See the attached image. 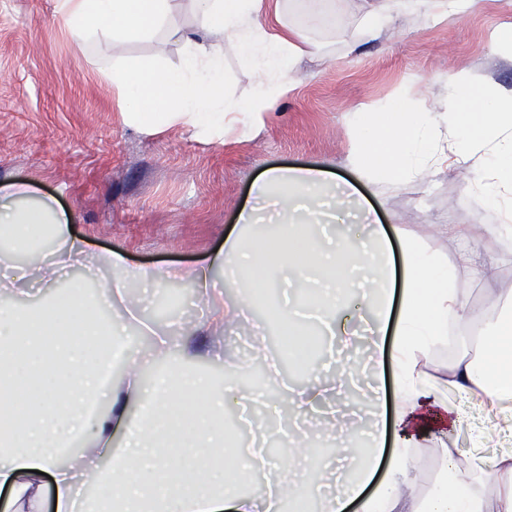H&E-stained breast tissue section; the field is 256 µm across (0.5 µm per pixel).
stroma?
I'll return each mask as SVG.
<instances>
[{
    "instance_id": "1",
    "label": "stroma",
    "mask_w": 512,
    "mask_h": 512,
    "mask_svg": "<svg viewBox=\"0 0 512 512\" xmlns=\"http://www.w3.org/2000/svg\"><path fill=\"white\" fill-rule=\"evenodd\" d=\"M364 10V0H299L292 19L322 53L303 59L302 80L257 136L202 142L181 129L148 133L125 122L102 75L119 57L151 59L153 41L82 42L57 15L55 0H0V180L36 183L70 212L96 256L84 282L98 292L113 251L133 267L195 266L223 244L252 180L269 167L332 171L357 184L382 224L420 235L433 224L505 222L506 213L482 207L480 174L451 164L392 189L359 180L349 156L361 105L403 88L433 101L463 70L512 86V63L491 40L494 30L512 25V0H481L447 24L405 18L406 35L388 41L360 35ZM220 342L258 371L273 356L287 382L305 381L296 356L283 355L273 322L264 336L239 328ZM285 406L271 387L253 408L268 447L283 446ZM479 429L491 434L481 449L473 442ZM453 438L465 453L490 458L512 448V424L471 404Z\"/></svg>"
}]
</instances>
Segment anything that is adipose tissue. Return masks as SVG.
<instances>
[{"label": "adipose tissue", "mask_w": 512, "mask_h": 512, "mask_svg": "<svg viewBox=\"0 0 512 512\" xmlns=\"http://www.w3.org/2000/svg\"><path fill=\"white\" fill-rule=\"evenodd\" d=\"M435 25L459 19L480 0H405ZM190 13L204 39L175 27L173 9ZM288 0H56V12L75 34L115 45L156 38L152 61L116 60L112 84L127 121L152 132L181 128L200 137L241 136L261 131L274 106L295 86L299 62L313 44L289 21ZM178 38V63L165 61L164 36ZM233 53L254 77L247 97L224 80V55ZM450 132L432 120L431 110L412 94L399 95L396 119L375 126L376 107L363 106L352 141L350 163L370 182L399 185L404 177H425L448 159L458 165L488 158L493 177L512 184V89L483 93L478 78L459 74L450 85ZM254 206L242 210L238 227L223 248L191 269H133L121 253L109 254L111 286L124 296L129 282L162 288L174 279L192 280L208 318L190 325L172 320L159 329L137 306L113 319L109 305L89 294L69 270L89 259V243L77 235L56 201L30 182L0 180V414L22 400L36 399L23 422L0 425V512H280L313 495L299 483L298 466L312 446L288 438V450L266 476L274 489L258 501L240 488L257 472L243 448L224 438V407L252 402L237 386L243 366L216 349L215 339L244 319L256 298L224 301V283L250 267L257 286L269 268L264 247L247 237L253 224L277 225L279 264L289 284L304 288L303 301H286L275 322L298 349L311 333L296 316L317 317L325 335L337 331L336 313L354 296L373 317L367 338L372 352L388 362L396 393L393 420L375 412L372 452L337 445L324 468L336 488L321 512H512V449L493 458L464 453L448 434L463 420L460 406L444 396L481 399L512 422V288H495L489 309L461 300L460 270L485 273L488 265L461 248L448 255V227L432 225L428 238L401 226L366 227L367 243L343 236L327 247L318 227L337 214L361 209L356 192L332 184L315 168H270L253 183ZM405 262L395 270L394 251ZM403 276L402 293L391 284ZM65 293H58L59 284ZM46 290L36 306L3 302L2 294ZM136 322L152 338L153 352L168 369L144 381L142 361L128 354L123 378L102 382L101 366L111 347ZM181 340L172 343L171 333ZM219 358L223 380L188 368L193 359ZM140 419H131V411ZM446 432L432 434L431 423ZM122 448H114L115 436ZM80 440V466L63 463L60 449ZM391 444L385 477L374 481L377 448ZM438 469L435 489L416 491L427 460ZM53 475L46 484L45 475ZM93 487L79 497L76 486ZM374 494H366L368 484Z\"/></svg>", "instance_id": "ef3b65f1"}]
</instances>
